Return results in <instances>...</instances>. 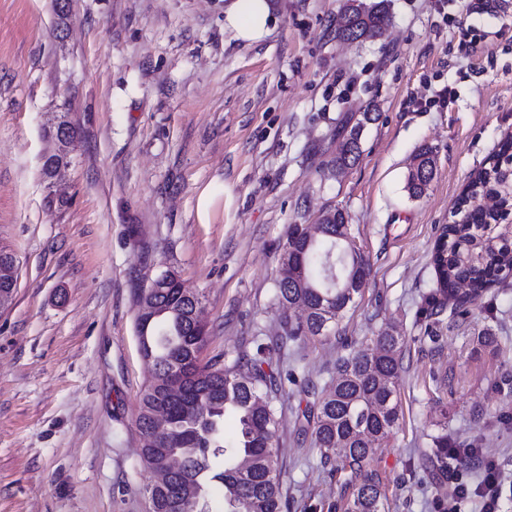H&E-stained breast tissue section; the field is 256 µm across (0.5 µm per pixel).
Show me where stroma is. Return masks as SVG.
Returning <instances> with one entry per match:
<instances>
[{
    "mask_svg": "<svg viewBox=\"0 0 512 512\" xmlns=\"http://www.w3.org/2000/svg\"><path fill=\"white\" fill-rule=\"evenodd\" d=\"M268 2L270 32L248 43L225 29L224 0H70L64 21L53 0H0V248L19 261L0 309V512H148L140 288L171 269L198 294L202 362L257 354L282 332L287 225L336 206L367 286L343 339L259 354L263 370L324 383L351 343L393 331L401 414L376 453L387 512H436L426 456L443 430L512 472V277L466 315L419 321L434 245L512 134V0H467L465 16L455 0H387L384 36L365 42L334 35L346 0ZM367 108L360 159L336 170L339 134ZM65 109L78 134L48 180L45 131ZM425 144L434 175L412 198ZM206 189L224 205L203 224ZM304 407L276 403L284 512H334L344 476L300 433Z\"/></svg>",
    "mask_w": 512,
    "mask_h": 512,
    "instance_id": "1",
    "label": "stroma"
}]
</instances>
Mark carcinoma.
<instances>
[{
	"mask_svg": "<svg viewBox=\"0 0 512 512\" xmlns=\"http://www.w3.org/2000/svg\"><path fill=\"white\" fill-rule=\"evenodd\" d=\"M387 18L385 0L363 2L359 10L347 2L336 16V38H380ZM373 120V112L365 110L342 136L336 146V168L358 159L362 132ZM75 134L68 114H62L47 131L60 142L58 152L42 166H67ZM432 154L433 148L424 146L414 158L406 181L412 197L422 195L431 181ZM457 209L462 219L445 225L446 241L437 243L432 255L440 281L422 308L424 319L434 315L437 295L456 298L450 309L455 316L465 304L456 297L458 285H467L472 298L512 275V241L506 228L512 217V138L501 144L492 165L470 181ZM319 224L321 233L311 243L306 242L302 225L290 224L286 230L280 264L288 266V276L277 279L275 300L282 307H302L305 315L298 321L284 317L276 343L279 349L328 336L361 297L367 282L370 263L351 247L348 213L339 207L329 209L319 217ZM141 292V301L151 304L153 315L137 314L135 328L153 376L139 399L137 425L149 430L158 407L168 412L167 424L153 433L154 446L141 449V460L157 475L167 470L170 451L181 455L180 468L164 484L148 488L150 512H204L202 499L213 481L224 487L229 512H282L273 401L288 392L284 380L263 371L256 359L243 352L224 367L200 364L206 337L189 317L192 301L181 285L172 278ZM400 371L399 337L385 330L340 358L330 384L321 387L306 378L299 386V394L309 398L301 412L305 421L301 431L311 432L321 462L334 460L339 469L348 471L344 512H385L386 493L374 456L399 420ZM175 374L182 382L177 391L168 384ZM228 413L238 422L237 436L230 443L224 440ZM433 444L429 460L436 475L444 478L448 452L454 446L446 433L435 436ZM219 455L224 456V468L215 472L210 459Z\"/></svg>",
	"mask_w": 512,
	"mask_h": 512,
	"instance_id": "carcinoma-1",
	"label": "carcinoma"
}]
</instances>
